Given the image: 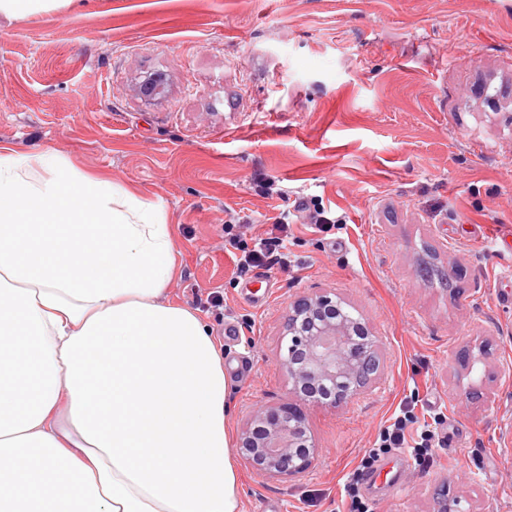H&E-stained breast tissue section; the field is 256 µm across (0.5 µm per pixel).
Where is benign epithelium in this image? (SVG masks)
I'll list each match as a JSON object with an SVG mask.
<instances>
[{"mask_svg":"<svg viewBox=\"0 0 512 512\" xmlns=\"http://www.w3.org/2000/svg\"><path fill=\"white\" fill-rule=\"evenodd\" d=\"M337 305L324 293L302 296L289 305L287 355L280 368L298 401L253 410L238 436L242 460L259 476L288 478L307 472L318 448L308 434L305 407L334 408L355 399L378 371L369 325L337 319Z\"/></svg>","mask_w":512,"mask_h":512,"instance_id":"benign-epithelium-1","label":"benign epithelium"}]
</instances>
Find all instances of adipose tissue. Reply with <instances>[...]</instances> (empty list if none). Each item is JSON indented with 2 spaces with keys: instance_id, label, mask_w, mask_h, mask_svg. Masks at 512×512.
<instances>
[{
  "instance_id": "ef3b65f1",
  "label": "adipose tissue",
  "mask_w": 512,
  "mask_h": 512,
  "mask_svg": "<svg viewBox=\"0 0 512 512\" xmlns=\"http://www.w3.org/2000/svg\"><path fill=\"white\" fill-rule=\"evenodd\" d=\"M161 209L0 153V512H242L224 353Z\"/></svg>"
}]
</instances>
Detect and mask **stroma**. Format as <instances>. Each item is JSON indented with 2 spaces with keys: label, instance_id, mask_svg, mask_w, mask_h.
<instances>
[{
  "label": "stroma",
  "instance_id": "obj_1",
  "mask_svg": "<svg viewBox=\"0 0 512 512\" xmlns=\"http://www.w3.org/2000/svg\"><path fill=\"white\" fill-rule=\"evenodd\" d=\"M0 145L163 211L168 294L224 352L230 435L291 397L290 302L327 292L370 323L373 387L308 408V473L239 464L243 512H349L352 480L372 512H436L443 496L512 512V0H85L0 17ZM312 196L344 223L297 221L284 265L239 275L225 224L251 247ZM461 372L492 402L461 401ZM407 405L439 435L432 459L393 451L362 475Z\"/></svg>",
  "mask_w": 512,
  "mask_h": 512
}]
</instances>
